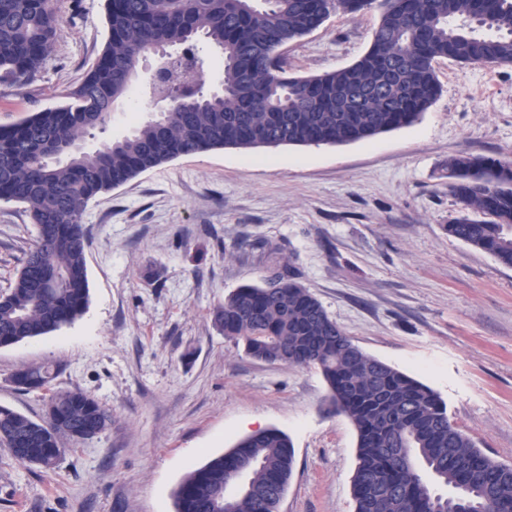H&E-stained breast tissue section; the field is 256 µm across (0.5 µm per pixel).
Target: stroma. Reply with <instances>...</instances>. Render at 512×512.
I'll use <instances>...</instances> for the list:
<instances>
[{"mask_svg": "<svg viewBox=\"0 0 512 512\" xmlns=\"http://www.w3.org/2000/svg\"><path fill=\"white\" fill-rule=\"evenodd\" d=\"M55 49L31 79L0 85V126L64 101L104 48V0H53ZM378 13H331L280 48L288 71L347 66ZM137 76L88 148L126 133L148 100ZM440 97L420 122L345 145L214 149L99 194L86 209L89 304L74 323L0 347V406L41 417L48 394L11 375L50 366L111 425L54 469L0 447V512H175L186 472L277 428L296 464L282 512H354L357 432L328 407L319 369L247 356L213 324L229 291L289 261L328 315L368 354L428 385L484 453L512 465V268L448 234L459 206L448 160L512 161V67L434 64ZM37 238L23 204L0 200V295Z\"/></svg>", "mask_w": 512, "mask_h": 512, "instance_id": "1", "label": "stroma"}]
</instances>
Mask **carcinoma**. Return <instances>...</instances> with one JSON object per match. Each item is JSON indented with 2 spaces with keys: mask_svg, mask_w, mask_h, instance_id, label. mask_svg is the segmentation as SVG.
<instances>
[{
  "mask_svg": "<svg viewBox=\"0 0 512 512\" xmlns=\"http://www.w3.org/2000/svg\"><path fill=\"white\" fill-rule=\"evenodd\" d=\"M375 9L369 49L320 75L290 76L277 50L318 29L333 11ZM109 37L69 102L0 126V199L26 206L38 238L11 291L0 296V344L46 336L88 305L84 215L89 201L139 173L181 156L234 148L338 145L418 122L441 92L434 63L512 65V0H106ZM57 18L51 0H0V83L35 74L52 54ZM224 54L223 90L138 121L134 131L93 152L81 144L111 118L141 55L160 46L182 54L171 79L203 83L197 41ZM52 148L68 159L49 160ZM449 191L460 203L448 235L512 267V162L463 153L448 160ZM224 336L258 360L320 369L331 407L354 425L358 466L355 512H508L512 467L476 447L429 386L355 345L299 280L291 265L270 268L266 285L241 286L213 313ZM26 390L49 387L46 366L12 377ZM51 415L36 421L0 407V445L12 459L53 469L74 429L112 414L79 390L54 391ZM20 439L24 448L14 447ZM232 452L251 463L248 491L234 512H271L293 472L289 437L271 428ZM228 456L189 471L176 512H223ZM458 490L450 506L423 477Z\"/></svg>",
  "mask_w": 512,
  "mask_h": 512,
  "instance_id": "carcinoma-1",
  "label": "carcinoma"
}]
</instances>
